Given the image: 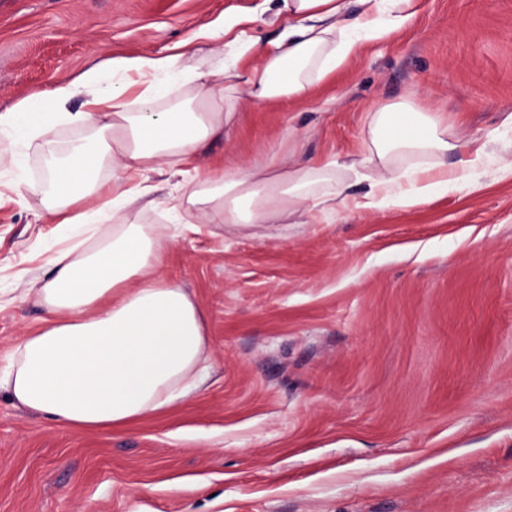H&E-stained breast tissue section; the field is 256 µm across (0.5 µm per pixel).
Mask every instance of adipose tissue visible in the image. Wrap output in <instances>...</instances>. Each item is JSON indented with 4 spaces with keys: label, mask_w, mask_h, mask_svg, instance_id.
I'll return each instance as SVG.
<instances>
[{
    "label": "adipose tissue",
    "mask_w": 512,
    "mask_h": 512,
    "mask_svg": "<svg viewBox=\"0 0 512 512\" xmlns=\"http://www.w3.org/2000/svg\"><path fill=\"white\" fill-rule=\"evenodd\" d=\"M358 3L352 15L346 0H281L288 25L272 46L256 39L244 43L255 60L245 74L219 59L193 71L187 91L171 77L178 56L120 57L110 69L119 82L93 67L0 112V137L38 140L51 160L49 214L97 238L89 247L77 242L57 250L50 277L36 288L48 317L22 337L0 375V387L15 402L87 431L155 415L199 387L209 347L205 313L185 288L160 275L165 245L155 225L128 219L144 189L103 171L115 166L141 175L199 157L223 137L243 91L264 104L313 102L361 42L398 31L412 16L413 0ZM76 98L81 111H67ZM60 121L90 127L94 136L58 153L51 131ZM367 135L370 208L410 204L467 180L486 163L478 148L464 169L437 168V159L465 145L449 135L438 113L411 101L376 107ZM404 159L416 162L408 187L396 174ZM348 189L347 175L332 162L243 166L230 175L217 167L189 191L186 203L206 224L322 221L347 204Z\"/></svg>",
    "instance_id": "adipose-tissue-1"
}]
</instances>
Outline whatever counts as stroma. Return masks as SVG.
I'll return each mask as SVG.
<instances>
[{
    "label": "stroma",
    "instance_id": "stroma-1",
    "mask_svg": "<svg viewBox=\"0 0 512 512\" xmlns=\"http://www.w3.org/2000/svg\"><path fill=\"white\" fill-rule=\"evenodd\" d=\"M275 0H0V110L124 56L212 63L202 26L274 42ZM411 99L484 148L473 180L321 224H175L144 173L163 274L207 315L208 374L124 427L71 431L0 390V512H512V0H415L314 104L242 99L197 159L344 165L378 104ZM0 367L44 309L28 293L69 230L46 215L37 143L0 141ZM25 183L14 192L16 177Z\"/></svg>",
    "mask_w": 512,
    "mask_h": 512
}]
</instances>
